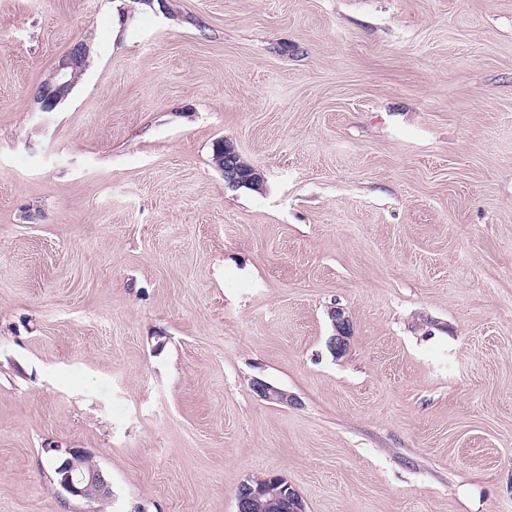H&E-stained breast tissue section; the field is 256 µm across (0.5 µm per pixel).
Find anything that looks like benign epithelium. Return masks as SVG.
I'll return each mask as SVG.
<instances>
[{
	"instance_id": "7a95c632",
	"label": "benign epithelium",
	"mask_w": 512,
	"mask_h": 512,
	"mask_svg": "<svg viewBox=\"0 0 512 512\" xmlns=\"http://www.w3.org/2000/svg\"><path fill=\"white\" fill-rule=\"evenodd\" d=\"M87 59L88 49L83 42L72 44L57 58L51 77L39 87L34 96L40 111H53L69 96L86 70ZM215 163L224 173V179L234 187H255L261 181L258 170L243 166L240 155L227 142L217 150ZM329 317L334 327L329 347L333 353L339 354L348 344L349 319L344 309L338 307L330 309ZM252 387L261 398L270 402L286 404L292 400L288 392L261 380L254 381ZM56 471L59 486L73 497L90 503H99L112 495L107 475L81 450L67 449ZM267 481L268 484L262 488L242 483L236 494V512H251L255 503L259 501L263 502L269 512H305L302 498L294 494L291 484L286 482L285 478L273 474Z\"/></svg>"
}]
</instances>
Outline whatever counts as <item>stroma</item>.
Returning <instances> with one entry per match:
<instances>
[{
	"instance_id": "obj_1",
	"label": "stroma",
	"mask_w": 512,
	"mask_h": 512,
	"mask_svg": "<svg viewBox=\"0 0 512 512\" xmlns=\"http://www.w3.org/2000/svg\"><path fill=\"white\" fill-rule=\"evenodd\" d=\"M267 473L512 512V0H0V512H236ZM87 59L88 49L84 42L72 44L57 58L51 77L34 96L41 112L53 111L69 96L86 70ZM215 154V163L224 173V179L234 187L250 186L255 187L261 181V175L253 167H244L240 160V155L235 148L224 141V145ZM329 317L335 331L334 335L330 337L329 347L336 355L343 352L347 347L350 337V324L343 308L332 307L329 311ZM65 454L56 468L63 491L90 503H99L112 495L107 475L88 454L75 448L67 449ZM56 471L54 467L55 474Z\"/></svg>"
}]
</instances>
